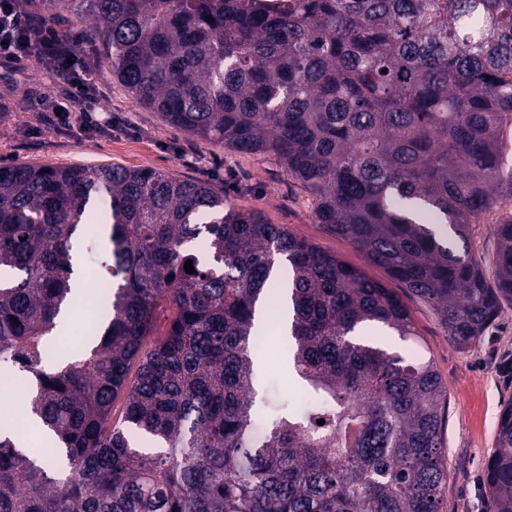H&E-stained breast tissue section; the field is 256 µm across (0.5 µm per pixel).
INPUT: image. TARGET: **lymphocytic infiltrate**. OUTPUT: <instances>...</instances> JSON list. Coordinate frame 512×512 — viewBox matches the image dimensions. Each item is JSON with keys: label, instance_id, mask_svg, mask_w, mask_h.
<instances>
[{"label": "lymphocytic infiltrate", "instance_id": "lymphocytic-infiltrate-1", "mask_svg": "<svg viewBox=\"0 0 512 512\" xmlns=\"http://www.w3.org/2000/svg\"><path fill=\"white\" fill-rule=\"evenodd\" d=\"M0 61L32 62L53 74L64 89L52 102L62 129L88 127L94 121L88 104L94 94L92 66L75 39L53 28L33 11L32 0H0Z\"/></svg>", "mask_w": 512, "mask_h": 512}]
</instances>
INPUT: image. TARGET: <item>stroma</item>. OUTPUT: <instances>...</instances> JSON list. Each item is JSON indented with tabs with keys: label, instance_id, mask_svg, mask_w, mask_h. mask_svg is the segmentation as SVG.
<instances>
[{
	"label": "stroma",
	"instance_id": "35a3bbf8",
	"mask_svg": "<svg viewBox=\"0 0 512 512\" xmlns=\"http://www.w3.org/2000/svg\"><path fill=\"white\" fill-rule=\"evenodd\" d=\"M92 80L98 117L120 118L119 126L97 131L63 130L48 120L45 105L59 89L39 65L0 63V165H119L161 170L183 179H205L225 192V205L261 213L270 223L306 238L370 278L386 281L348 241L327 233L313 218L310 197L270 158L232 153L167 125L135 103L98 62ZM399 295L430 358L448 389L445 461L448 488L442 512H488L485 466L493 453L498 415L512 402V306H504L484 340L457 349L431 306L406 288Z\"/></svg>",
	"mask_w": 512,
	"mask_h": 512
}]
</instances>
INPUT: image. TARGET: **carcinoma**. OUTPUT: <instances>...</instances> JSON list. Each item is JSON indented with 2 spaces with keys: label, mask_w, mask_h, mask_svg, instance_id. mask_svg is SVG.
Instances as JSON below:
<instances>
[{
  "label": "carcinoma",
  "mask_w": 512,
  "mask_h": 512,
  "mask_svg": "<svg viewBox=\"0 0 512 512\" xmlns=\"http://www.w3.org/2000/svg\"><path fill=\"white\" fill-rule=\"evenodd\" d=\"M49 2L91 20L112 76L169 126L273 158L315 222L431 304L457 348L512 304V216L493 225V280L469 247L512 203V0ZM94 205L109 316L47 369ZM285 307L306 404L271 388L259 409L260 316ZM369 327L419 339L394 291L224 208L206 181L1 165L0 382L27 395L47 449L0 422V512H440L448 391L431 360ZM486 483L489 512H512L511 402Z\"/></svg>",
  "instance_id": "cac0c4a2"
}]
</instances>
